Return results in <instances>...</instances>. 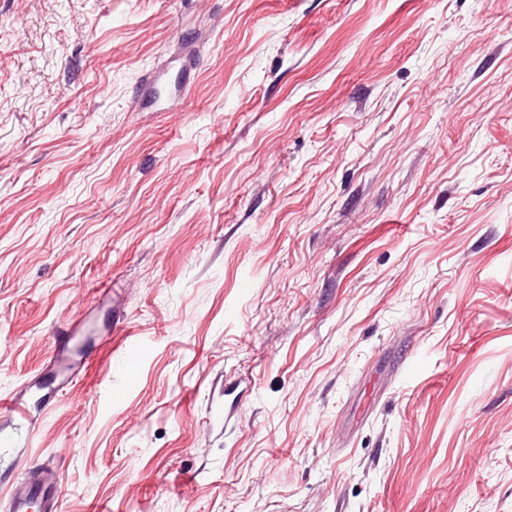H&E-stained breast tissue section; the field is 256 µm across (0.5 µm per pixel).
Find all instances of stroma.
Returning a JSON list of instances; mask_svg holds the SVG:
<instances>
[{"label":"stroma","instance_id":"1","mask_svg":"<svg viewBox=\"0 0 512 512\" xmlns=\"http://www.w3.org/2000/svg\"><path fill=\"white\" fill-rule=\"evenodd\" d=\"M0 397L62 512H512V0H0Z\"/></svg>","mask_w":512,"mask_h":512}]
</instances>
